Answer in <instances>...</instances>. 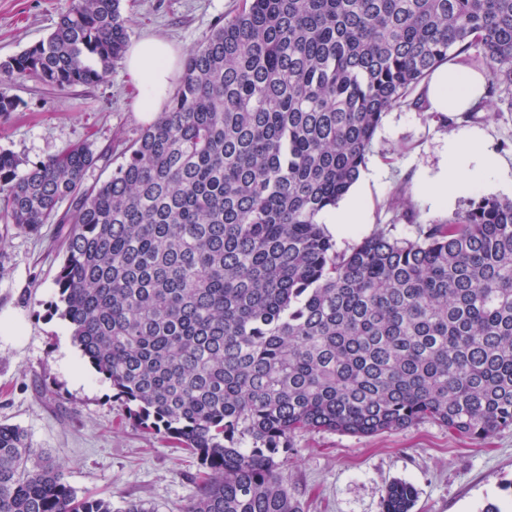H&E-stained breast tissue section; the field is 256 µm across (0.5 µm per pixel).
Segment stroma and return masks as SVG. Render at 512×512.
<instances>
[{
    "instance_id": "stroma-1",
    "label": "stroma",
    "mask_w": 512,
    "mask_h": 512,
    "mask_svg": "<svg viewBox=\"0 0 512 512\" xmlns=\"http://www.w3.org/2000/svg\"><path fill=\"white\" fill-rule=\"evenodd\" d=\"M241 0H122L131 41L166 39L178 60L233 15ZM67 0H0V61L44 39ZM18 109L0 116V150L13 153L19 172L87 142L100 159L84 182L108 180L121 163L119 144L146 123L140 91L118 61L104 81L54 89L31 78L10 87ZM416 104L385 112L359 180L365 186L364 223L350 225L336 247L351 248L375 229L416 238L425 224L445 222L484 196L508 197L501 175H485L449 207L427 199L450 139L473 131L512 168V108L493 101L475 115L427 111ZM406 190L410 211L389 208ZM65 259L58 227L10 231L0 244V423L22 428L32 447L63 464L78 495L109 500L112 512L141 501L153 512H182L197 492L198 461L168 439L135 426L110 382L95 372L55 312L56 275ZM288 486L304 512H381L398 480L417 491L412 512H483L488 504L512 512V428L476 443L434 421L359 437L337 432L297 434L286 455Z\"/></svg>"
}]
</instances>
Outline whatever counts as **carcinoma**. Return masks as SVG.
<instances>
[{"label":"carcinoma","instance_id":"carcinoma-1","mask_svg":"<svg viewBox=\"0 0 512 512\" xmlns=\"http://www.w3.org/2000/svg\"><path fill=\"white\" fill-rule=\"evenodd\" d=\"M120 2L69 0L0 61V114L17 77L102 82L129 40ZM450 61L485 76L472 111L512 101V0H242L109 180L83 186L100 158L86 144L21 175L0 151V217L58 224L61 316L83 357L131 419L197 458L185 512H301L280 459L301 432L512 427V199L345 251L324 225L382 115ZM416 497L396 481L381 512ZM0 512L112 504L0 424Z\"/></svg>","mask_w":512,"mask_h":512}]
</instances>
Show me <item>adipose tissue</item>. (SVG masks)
I'll return each mask as SVG.
<instances>
[{
  "mask_svg": "<svg viewBox=\"0 0 512 512\" xmlns=\"http://www.w3.org/2000/svg\"><path fill=\"white\" fill-rule=\"evenodd\" d=\"M126 62L140 89L138 110L146 120H154L175 89L177 60L174 51L167 41L149 37L129 47ZM484 94L482 76L464 73L448 63L432 73L426 90L429 109L437 113L468 111ZM497 168L496 156L478 137H460L449 144L445 169L429 183L428 194L435 204L448 205L479 177Z\"/></svg>",
  "mask_w": 512,
  "mask_h": 512,
  "instance_id": "obj_1",
  "label": "adipose tissue"
}]
</instances>
